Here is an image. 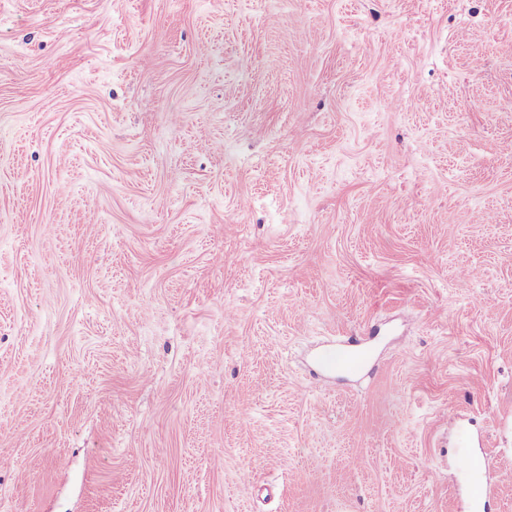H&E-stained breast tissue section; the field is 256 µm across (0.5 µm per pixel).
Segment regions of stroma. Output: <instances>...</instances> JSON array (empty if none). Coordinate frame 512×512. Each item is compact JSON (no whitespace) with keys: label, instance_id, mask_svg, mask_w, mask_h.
Segmentation results:
<instances>
[{"label":"stroma","instance_id":"35a3bbf8","mask_svg":"<svg viewBox=\"0 0 512 512\" xmlns=\"http://www.w3.org/2000/svg\"><path fill=\"white\" fill-rule=\"evenodd\" d=\"M479 441L512 512V0H0V512H461ZM362 342H355L350 339L339 341L324 347L317 355L316 362L322 372L336 371L339 362L349 365L350 370L360 368V357L357 355L362 348Z\"/></svg>","mask_w":512,"mask_h":512}]
</instances>
